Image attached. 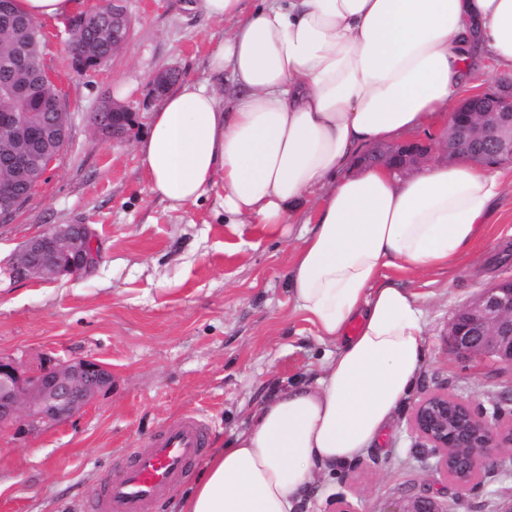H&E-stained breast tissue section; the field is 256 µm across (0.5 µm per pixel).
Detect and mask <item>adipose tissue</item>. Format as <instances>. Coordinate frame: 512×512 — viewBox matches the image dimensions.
<instances>
[{
  "mask_svg": "<svg viewBox=\"0 0 512 512\" xmlns=\"http://www.w3.org/2000/svg\"><path fill=\"white\" fill-rule=\"evenodd\" d=\"M242 3L199 0L225 25L211 77L162 97L138 152L175 210L219 188L226 223L272 230L307 203L288 288L336 353L211 455L179 512H291L321 466L369 448L424 360L422 311L383 271L460 261L504 190L463 162L402 177L346 168L365 147L446 123L485 60L512 77V0Z\"/></svg>",
  "mask_w": 512,
  "mask_h": 512,
  "instance_id": "1",
  "label": "adipose tissue"
}]
</instances>
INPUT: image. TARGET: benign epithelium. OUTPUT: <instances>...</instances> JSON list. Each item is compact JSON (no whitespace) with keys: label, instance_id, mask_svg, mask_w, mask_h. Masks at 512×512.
<instances>
[{"label":"benign epithelium","instance_id":"obj_1","mask_svg":"<svg viewBox=\"0 0 512 512\" xmlns=\"http://www.w3.org/2000/svg\"><path fill=\"white\" fill-rule=\"evenodd\" d=\"M129 41V23L123 11L112 5V50L120 52ZM173 74H157L152 95L162 97L170 88ZM52 83L48 72L42 80L27 85L0 84V93L21 101L38 99L48 115L56 114L55 100L44 93ZM112 114V125L97 121L101 138H122L135 113L121 103L106 100L97 116ZM442 140L441 153L450 160L496 166L512 162V80L497 88L461 100ZM0 211L17 208L18 190L39 184L65 147L60 123L51 120L36 128L22 112L0 116ZM433 147L421 140H406L375 148L367 155L370 163L403 175L431 163ZM98 267L96 235L88 224H58L25 241L9 268L13 278L36 277L52 280L62 275L92 276ZM448 348L461 356L489 359L512 365V278L483 289L459 309L448 326ZM112 387V370L96 359L77 358L56 363L43 360L38 366L23 367L0 356V428L11 427L21 435L44 423L67 420L89 406ZM412 427L435 458L433 470L459 485L471 482L478 473L512 458V428L499 429L497 416L478 413L470 401L433 394L423 399L412 415ZM383 512H447L434 496L419 495L394 502Z\"/></svg>","mask_w":512,"mask_h":512}]
</instances>
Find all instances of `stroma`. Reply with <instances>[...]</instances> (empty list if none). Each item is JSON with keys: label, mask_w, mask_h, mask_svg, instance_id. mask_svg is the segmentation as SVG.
<instances>
[{"label": "stroma", "mask_w": 512, "mask_h": 512, "mask_svg": "<svg viewBox=\"0 0 512 512\" xmlns=\"http://www.w3.org/2000/svg\"><path fill=\"white\" fill-rule=\"evenodd\" d=\"M192 0H124L129 44L107 65L78 70L64 24L44 21L43 63L68 105V142L44 181L11 220L0 223V355L28 363L43 355L93 358L112 386L73 418L16 435L0 430V512H82L116 459L145 447L164 423L200 415L217 449L250 425L258 407L288 385L314 381L332 344L296 312L287 272L305 209L292 226L266 232L228 224L216 193L187 213L154 196L136 150L158 101L153 76L177 70L209 76L211 36L223 24ZM136 112L124 139L98 137L90 117L119 86ZM509 185L473 252L445 270L390 268L386 282L417 297L424 363L378 440L355 459L321 469L293 512H382L394 499L430 493L448 512H500L512 500V463L482 472L462 489L432 469L411 418L424 398L446 393L499 413L512 428V367L463 357L447 346L454 314L500 279L512 277V164ZM55 224H88L101 251L90 278L51 281L4 275L22 244Z\"/></svg>", "instance_id": "stroma-1"}]
</instances>
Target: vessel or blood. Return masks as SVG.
<instances>
[{
    "instance_id": "b4317fda",
    "label": "vessel or blood",
    "mask_w": 512,
    "mask_h": 512,
    "mask_svg": "<svg viewBox=\"0 0 512 512\" xmlns=\"http://www.w3.org/2000/svg\"><path fill=\"white\" fill-rule=\"evenodd\" d=\"M207 451V430L195 414L166 423L147 447L128 449L117 473L86 503V512H151L165 492L186 479Z\"/></svg>"
}]
</instances>
